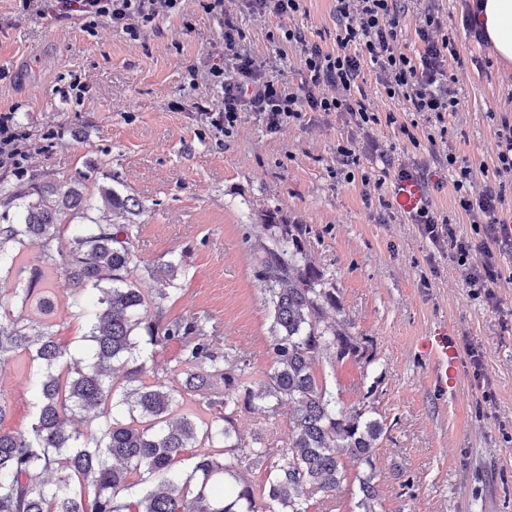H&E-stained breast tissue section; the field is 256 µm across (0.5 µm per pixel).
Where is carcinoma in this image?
<instances>
[{
  "label": "carcinoma",
  "mask_w": 512,
  "mask_h": 512,
  "mask_svg": "<svg viewBox=\"0 0 512 512\" xmlns=\"http://www.w3.org/2000/svg\"><path fill=\"white\" fill-rule=\"evenodd\" d=\"M12 198L19 221L0 225V365L30 361L35 414L25 433L0 428V512H310L315 498H336L351 472L373 468L388 431L375 416L378 381L354 386L357 402L348 406L315 369L326 350L338 363L366 366L375 355L352 332L339 291L309 259L306 226L264 216L268 244L256 274L272 318V363L257 373L250 352L219 347L223 337L208 314L167 317L179 264L165 263L169 292L151 295L134 284V225L101 224L90 213L101 201L137 215L138 199L109 187L86 193L78 183ZM66 232L73 248L64 256L51 243ZM34 242L41 266L29 269L9 248ZM58 270L72 285L70 307L88 321L80 358L46 324L14 313L33 301L49 313L48 290L38 285ZM330 311L333 322L325 321ZM172 343L179 350L173 366L146 351ZM117 367L127 379L119 398L105 382ZM172 375L180 397L223 411L174 418L176 399L165 384ZM243 408L287 416V442L257 435L246 446L234 438V415ZM99 418V435L74 427ZM190 448L193 462L183 471ZM244 463L265 468L264 483L241 475ZM356 480L358 512H381L374 472Z\"/></svg>",
  "instance_id": "1"
}]
</instances>
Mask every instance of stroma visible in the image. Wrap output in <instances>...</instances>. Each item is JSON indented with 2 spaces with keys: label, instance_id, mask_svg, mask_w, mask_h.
<instances>
[{
  "label": "stroma",
  "instance_id": "obj_1",
  "mask_svg": "<svg viewBox=\"0 0 512 512\" xmlns=\"http://www.w3.org/2000/svg\"><path fill=\"white\" fill-rule=\"evenodd\" d=\"M234 14L254 54L273 59L268 76L298 80L297 61L278 58L271 19L239 0L205 11L188 0L181 17L159 19L136 40L103 24L59 19L51 7L24 10L0 0V113L10 112L24 137L21 171L0 169V224L16 222L8 192L82 179L87 192L106 186L139 199L135 217L96 212L103 224L134 223L136 267L143 289L161 288V264L181 257L170 314L208 313L225 345L252 353L269 368L264 347L271 318L255 276L253 248L262 215L307 227L311 259L339 290L356 335L369 339L375 363L345 362L326 378L343 403L353 385L376 383L375 406L389 426L373 460L385 512H512V252L496 296H471L447 250L409 223L397 186L392 212L365 201L361 183L337 177L336 145L350 131L336 116L269 132L254 112L241 113L232 133L209 114L223 107L206 79L224 58L225 14ZM461 75L465 106L448 126L472 166L496 150L493 120L499 72ZM81 82L85 91L71 86ZM424 198L447 202L448 171L431 147L414 150ZM56 296L48 322L56 340L81 354L88 330L68 305L70 285L50 274ZM452 340L454 362L434 357L437 337ZM483 352L473 368L468 347ZM483 384H476L474 371ZM24 360L0 366V396L9 412L0 428L28 429L34 408ZM239 438L286 439L288 420L257 411L237 414ZM412 488H405V481Z\"/></svg>",
  "mask_w": 512,
  "mask_h": 512
}]
</instances>
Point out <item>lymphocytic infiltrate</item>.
I'll return each instance as SVG.
<instances>
[{"mask_svg":"<svg viewBox=\"0 0 512 512\" xmlns=\"http://www.w3.org/2000/svg\"><path fill=\"white\" fill-rule=\"evenodd\" d=\"M262 16L291 20L277 42L300 63V83L267 75L268 59L247 52L245 31L232 17L224 19V46L232 56L213 64V86L224 95V107L211 115L217 130L232 131L240 113H259L268 130L304 122L308 114H336L352 133L370 135L381 125L396 127L413 148L429 144L448 169L451 204L429 202L412 215L421 234L446 248L472 296L494 299L501 278L497 258L512 248V74L502 77L500 110L493 113L497 151L490 163L471 168L446 138L448 119L461 106L457 70L462 65L455 38L440 13L422 0H335V33L330 43L310 41L297 17L307 15V0H244ZM60 18L81 20L84 27L107 24L130 38L162 17L184 14L186 0H55ZM413 16V52L401 41L403 20ZM375 77L376 91L393 108L376 110L365 72ZM347 181H361L390 209L387 178L410 176V165L380 151V167L365 166L352 138L336 146ZM470 225L471 236H459L455 225Z\"/></svg>","mask_w":512,"mask_h":512,"instance_id":"f902f5d3","label":"lymphocytic infiltrate"}]
</instances>
